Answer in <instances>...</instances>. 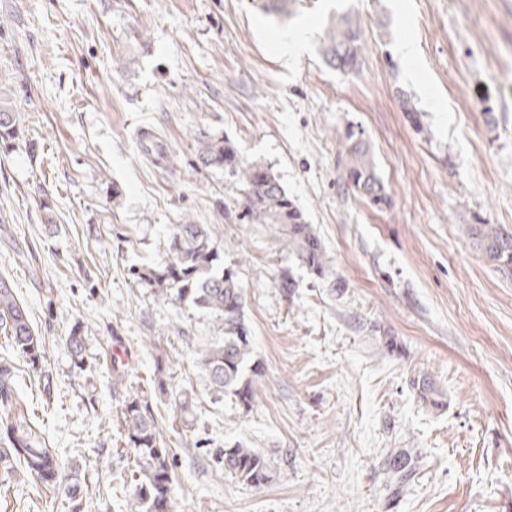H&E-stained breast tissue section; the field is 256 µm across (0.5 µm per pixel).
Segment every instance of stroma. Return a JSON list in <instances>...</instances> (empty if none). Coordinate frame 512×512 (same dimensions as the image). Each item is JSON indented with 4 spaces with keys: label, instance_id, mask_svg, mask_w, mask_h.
Returning <instances> with one entry per match:
<instances>
[{
    "label": "stroma",
    "instance_id": "1",
    "mask_svg": "<svg viewBox=\"0 0 512 512\" xmlns=\"http://www.w3.org/2000/svg\"><path fill=\"white\" fill-rule=\"evenodd\" d=\"M343 12L365 44L350 72L318 53ZM303 25L307 50L284 63L275 36ZM403 37L420 50L414 80ZM0 88L24 118L0 149V277L52 375L43 390L18 363L22 405L84 478L91 512L133 510L116 356L128 386L152 388L160 370L195 399L189 428L154 401L178 512H512V276L467 231L512 232V0H300L287 23L255 0H0ZM145 131L166 162L143 153ZM353 136L387 205L343 185ZM206 137L279 175L327 251L325 276L272 225L242 221L231 172L194 164ZM186 215L209 226L245 292L258 371L247 407L200 364L222 321L133 275L163 259ZM76 326L96 355L80 376L64 345ZM421 375L434 401L413 388ZM236 444L270 458L263 490L216 467ZM395 448L419 456L404 481ZM68 510L23 472L0 475V512Z\"/></svg>",
    "mask_w": 512,
    "mask_h": 512
}]
</instances>
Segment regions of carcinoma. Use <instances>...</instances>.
<instances>
[{
  "mask_svg": "<svg viewBox=\"0 0 512 512\" xmlns=\"http://www.w3.org/2000/svg\"><path fill=\"white\" fill-rule=\"evenodd\" d=\"M295 2L261 0L258 7L282 21L292 16ZM363 49L362 32L349 14H337L328 20L319 47L327 65L336 70H352L358 65ZM20 125L21 119L9 101V94L1 92L0 146L8 148L14 143ZM195 158L202 169L232 170L238 178L249 223L277 226L288 253L313 273L325 275L328 260L324 246L272 167L243 160L237 147L222 138L198 141ZM344 183L375 206L388 201L370 148L357 139L346 149ZM469 235L487 263L512 274L511 233L497 224H471ZM136 276L140 286L153 294L180 305L189 303L223 320L224 336L202 354L201 366L214 390L231 393L244 404L251 403L255 390L246 378L252 348L245 319L244 290L232 273L224 271V260L208 227L195 224L188 217L172 225L167 259L155 267L139 269ZM0 333L6 336L14 354L32 374L43 380V391L50 393L45 337L33 327L26 305L1 277ZM90 341L77 326L65 337L71 365L79 372L86 371L90 365ZM156 371L153 392L129 390L125 387V364L116 359L112 363V391L123 394L121 443L134 468L135 512H174L175 509V457L162 423L153 411V395L168 396L183 423H193L191 393L173 390L164 379L163 368L158 366ZM18 406L16 366L11 359L3 358L0 360V474L11 475L21 469L35 480L37 487L63 491L70 512H90L84 506L78 473L67 470L40 426ZM411 461L405 450L391 452L392 468L402 478L410 471ZM215 463L256 490L267 487L273 480L269 458L256 448L241 445L223 448L216 453Z\"/></svg>",
  "mask_w": 512,
  "mask_h": 512,
  "instance_id": "obj_1",
  "label": "carcinoma"
}]
</instances>
